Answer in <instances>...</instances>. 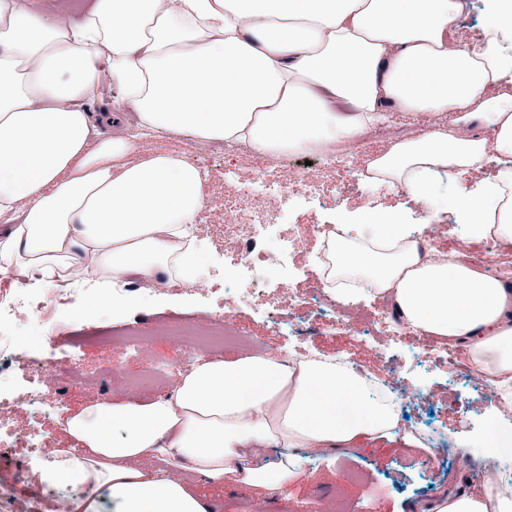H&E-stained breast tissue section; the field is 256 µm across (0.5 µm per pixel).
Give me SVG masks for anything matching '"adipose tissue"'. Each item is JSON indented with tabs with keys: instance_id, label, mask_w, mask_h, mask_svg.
<instances>
[{
	"instance_id": "ef3b65f1",
	"label": "adipose tissue",
	"mask_w": 512,
	"mask_h": 512,
	"mask_svg": "<svg viewBox=\"0 0 512 512\" xmlns=\"http://www.w3.org/2000/svg\"><path fill=\"white\" fill-rule=\"evenodd\" d=\"M487 7L482 39L452 49L461 0H95L77 23L41 0H0V274H89L115 287L96 300L115 310L132 303L120 292L129 271L200 280L186 226L207 179L186 152L113 132L118 113L92 116L105 82L144 132L264 158L346 144L389 111L421 119L419 135L370 158L366 180L432 214L451 205L467 238L511 242L512 0ZM492 158L493 178L464 183ZM325 253L321 276L340 299L388 297L406 323L462 346L512 409L511 284L461 253L423 254L394 212L345 221ZM61 425L81 451L54 449L43 479L88 488L73 512H213L173 470L283 487L299 450L419 443L370 373L271 353L197 362L167 396L84 404ZM268 448L280 451L272 469L244 467ZM159 456L167 469L150 467ZM430 512H512V490L486 482Z\"/></svg>"
}]
</instances>
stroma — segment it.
<instances>
[{
    "mask_svg": "<svg viewBox=\"0 0 512 512\" xmlns=\"http://www.w3.org/2000/svg\"><path fill=\"white\" fill-rule=\"evenodd\" d=\"M191 162L202 169L208 180V194L199 213L198 222L208 242L209 252L216 263L224 261V235L221 226L224 213L233 209V189L239 175L262 170L270 181H285L298 170L308 169L322 187L319 199L290 206L291 231L299 237L289 261L300 276L312 275L309 255L315 243L304 234L308 224H340L347 217L359 214L379 216L401 211L408 223L426 224L423 209L402 188L387 189L370 196L363 185L344 172L328 168L320 159L306 160L302 155L284 156L273 161L254 153L213 155L194 148L189 150ZM213 300L197 290L173 285H161L150 302L134 300L126 311L112 314L87 301L79 305L51 303L42 313L63 336H80L84 342L80 353L89 367L117 363L125 379L135 381V388L113 383L90 389H70L67 409L92 402H109L121 398L132 402L150 399L153 385L152 368L171 366L179 371L190 368L183 350L170 337L157 334V327L174 318H189L198 311L212 308ZM280 304L267 302L265 296H255L251 305L238 309V322L243 332L265 341L267 351L287 353L290 346L302 343L325 355L336 348H352L366 370L376 374H392L399 382L414 383L425 388L437 406L425 410L415 406L412 417L423 421L438 436L452 444L468 441L485 431L498 408L496 395L490 393L482 380L469 379L465 374L449 375L447 368L423 363L411 339L398 337L383 352L360 336L332 321H323L315 331L298 339L295 336L272 335L270 314L279 312ZM133 324L151 335L146 354L110 355L108 350L88 339L89 333H104L124 324ZM422 452L403 442L359 440L355 445L332 452L298 451V477L287 486L273 490H258L242 483L228 482L221 487L205 485L191 472H183L188 486L207 496L213 512H242L243 503L266 501L270 512H316L319 497H337L350 503L355 512H418L419 508L451 492L467 489L466 472L449 471L447 464L430 466L421 463Z\"/></svg>",
    "mask_w": 512,
    "mask_h": 512,
    "instance_id": "1",
    "label": "stroma"
}]
</instances>
